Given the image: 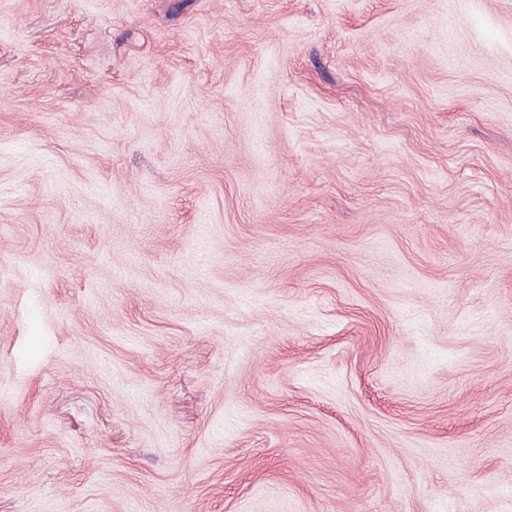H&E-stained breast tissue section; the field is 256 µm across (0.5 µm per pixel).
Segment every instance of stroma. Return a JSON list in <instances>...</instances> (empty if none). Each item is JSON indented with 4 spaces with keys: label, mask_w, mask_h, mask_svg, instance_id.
Instances as JSON below:
<instances>
[{
    "label": "stroma",
    "mask_w": 512,
    "mask_h": 512,
    "mask_svg": "<svg viewBox=\"0 0 512 512\" xmlns=\"http://www.w3.org/2000/svg\"><path fill=\"white\" fill-rule=\"evenodd\" d=\"M0 512H512V0H0Z\"/></svg>",
    "instance_id": "1"
}]
</instances>
